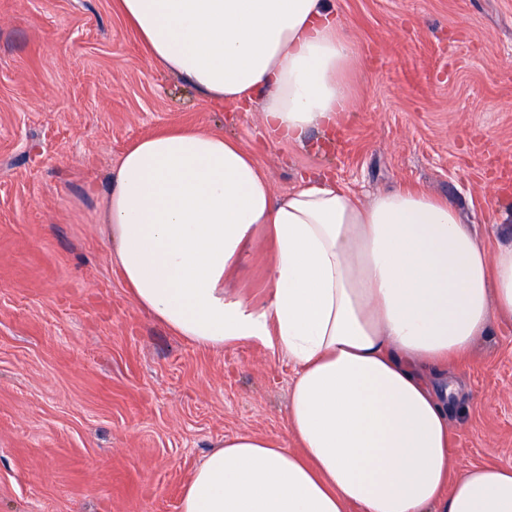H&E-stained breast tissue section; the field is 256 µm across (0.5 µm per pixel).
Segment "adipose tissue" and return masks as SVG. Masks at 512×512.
Segmentation results:
<instances>
[{
  "mask_svg": "<svg viewBox=\"0 0 512 512\" xmlns=\"http://www.w3.org/2000/svg\"><path fill=\"white\" fill-rule=\"evenodd\" d=\"M152 63L203 97L258 106L278 140L340 127L361 59L327 0H118ZM105 223L135 303L206 348L277 341L295 368L296 449L225 439L181 512H512V467L450 478L442 376L512 322V245L402 186L360 202L313 173L277 197L253 153L197 128L140 139L109 174ZM276 259L267 302L226 296L247 244Z\"/></svg>",
  "mask_w": 512,
  "mask_h": 512,
  "instance_id": "adipose-tissue-1",
  "label": "adipose tissue"
}]
</instances>
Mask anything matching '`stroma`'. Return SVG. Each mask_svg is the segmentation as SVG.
<instances>
[{
	"label": "stroma",
	"mask_w": 512,
	"mask_h": 512,
	"mask_svg": "<svg viewBox=\"0 0 512 512\" xmlns=\"http://www.w3.org/2000/svg\"><path fill=\"white\" fill-rule=\"evenodd\" d=\"M362 65L341 133L271 137L152 64L116 0H0V512H180L225 438L295 448L294 367L270 343L221 350L141 310L101 231L108 175L139 139H237L277 194L323 171L368 197L411 184L454 204L488 251L512 244V0H333ZM271 247L224 281L269 296ZM451 477L512 466V323L452 363Z\"/></svg>",
	"instance_id": "1"
}]
</instances>
